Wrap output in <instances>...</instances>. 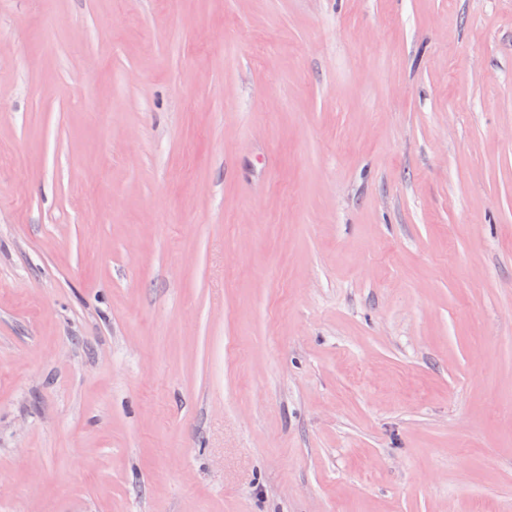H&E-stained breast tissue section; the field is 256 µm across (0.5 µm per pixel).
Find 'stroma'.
<instances>
[{"mask_svg": "<svg viewBox=\"0 0 512 512\" xmlns=\"http://www.w3.org/2000/svg\"><path fill=\"white\" fill-rule=\"evenodd\" d=\"M0 512H512V0H0Z\"/></svg>", "mask_w": 512, "mask_h": 512, "instance_id": "35a3bbf8", "label": "stroma"}]
</instances>
